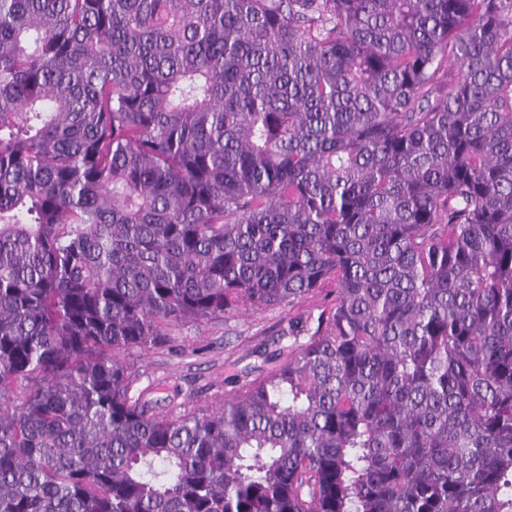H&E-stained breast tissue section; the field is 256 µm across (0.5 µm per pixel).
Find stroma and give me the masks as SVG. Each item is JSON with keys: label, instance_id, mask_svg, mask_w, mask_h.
<instances>
[{"label": "stroma", "instance_id": "35a3bbf8", "mask_svg": "<svg viewBox=\"0 0 512 512\" xmlns=\"http://www.w3.org/2000/svg\"><path fill=\"white\" fill-rule=\"evenodd\" d=\"M333 282L288 305L237 310L202 323H184L147 351L124 353L132 394L143 393L176 417L208 410L261 379L270 358L285 359L296 331L312 334L335 296Z\"/></svg>", "mask_w": 512, "mask_h": 512}]
</instances>
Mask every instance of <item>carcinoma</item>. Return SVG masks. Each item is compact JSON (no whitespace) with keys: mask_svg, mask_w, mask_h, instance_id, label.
<instances>
[{"mask_svg":"<svg viewBox=\"0 0 512 512\" xmlns=\"http://www.w3.org/2000/svg\"><path fill=\"white\" fill-rule=\"evenodd\" d=\"M328 280L218 407L129 396ZM0 512H512V0H0ZM336 286L325 282L289 305L237 310L204 323H184L168 331L149 351L121 355L131 373V396L145 392L158 410L173 417L208 410L245 384L261 379L297 343L308 340ZM277 357L267 362L266 359Z\"/></svg>","mask_w":512,"mask_h":512,"instance_id":"1","label":"carcinoma"}]
</instances>
